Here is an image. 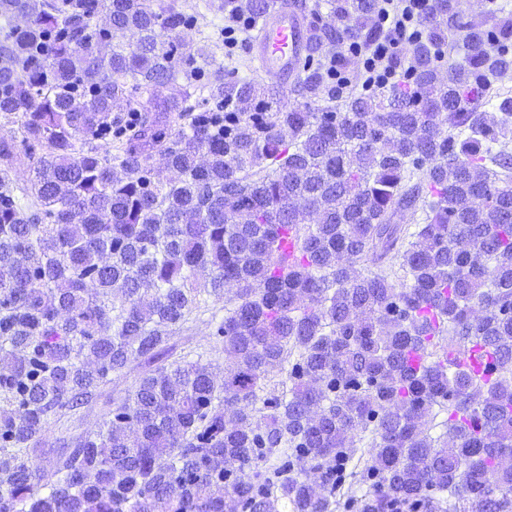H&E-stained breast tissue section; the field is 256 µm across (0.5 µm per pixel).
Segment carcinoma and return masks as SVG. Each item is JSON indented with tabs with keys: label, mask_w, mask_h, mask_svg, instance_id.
<instances>
[{
	"label": "carcinoma",
	"mask_w": 512,
	"mask_h": 512,
	"mask_svg": "<svg viewBox=\"0 0 512 512\" xmlns=\"http://www.w3.org/2000/svg\"><path fill=\"white\" fill-rule=\"evenodd\" d=\"M326 8L312 52L372 34L374 0ZM0 16L19 17L0 40V512H339L363 485L352 512H512V89L483 86L512 57L469 26L468 66L441 74L430 47L458 0L430 2L413 85L326 112L310 64L287 88L206 69L211 37H183L198 16L178 0ZM26 159L34 177L11 178ZM231 286L207 320L224 378L158 365L54 478L35 465L51 418L155 363ZM479 343L488 380L460 364Z\"/></svg>",
	"instance_id": "1"
}]
</instances>
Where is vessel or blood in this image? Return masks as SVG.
I'll use <instances>...</instances> for the list:
<instances>
[{"label": "vessel or blood", "instance_id": "1", "mask_svg": "<svg viewBox=\"0 0 512 512\" xmlns=\"http://www.w3.org/2000/svg\"><path fill=\"white\" fill-rule=\"evenodd\" d=\"M310 28L303 0H276L262 14L247 54L263 73L283 83L292 81L307 59ZM493 363V355L478 345L462 360L463 366L485 378Z\"/></svg>", "mask_w": 512, "mask_h": 512}]
</instances>
